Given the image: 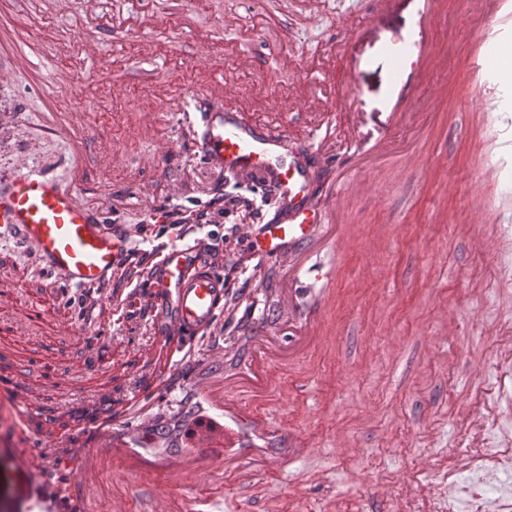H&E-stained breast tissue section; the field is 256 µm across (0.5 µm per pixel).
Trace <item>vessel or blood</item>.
Masks as SVG:
<instances>
[{
	"label": "vessel or blood",
	"instance_id": "obj_1",
	"mask_svg": "<svg viewBox=\"0 0 512 512\" xmlns=\"http://www.w3.org/2000/svg\"><path fill=\"white\" fill-rule=\"evenodd\" d=\"M476 41L478 48L466 64L482 101L489 146L474 183L476 198L485 206L494 201L487 186L512 178V136L495 126L498 111L512 108V86L503 83L489 61L494 47L512 45V0H498L494 20L477 30ZM55 51L37 35L22 39L0 29V79L13 78L5 62L23 68L29 54L49 58ZM300 108L308 122L297 138L275 115ZM188 114L195 117L190 148L200 163L220 178L260 179L273 193V217L243 229L252 255L265 262L290 258L326 232L337 246L345 245V237L332 232L329 220L349 183L330 175L356 154L357 144L353 128L336 123L329 100L299 103L269 97L258 102L219 74L209 93L170 94L150 121L171 124ZM83 197L77 186L24 164L11 179L0 180V228L19 232L47 270L76 288L99 286L118 275L132 235L121 214L93 207ZM472 240L480 251L501 243L500 284L512 288V225H496L494 236L476 233ZM148 286L158 335L186 341L212 328L226 295L223 274L198 248L176 239L163 247ZM492 387L512 396V352L498 360Z\"/></svg>",
	"mask_w": 512,
	"mask_h": 512
}]
</instances>
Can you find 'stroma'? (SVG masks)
I'll list each match as a JSON object with an SVG mask.
<instances>
[{
  "label": "stroma",
  "instance_id": "1",
  "mask_svg": "<svg viewBox=\"0 0 512 512\" xmlns=\"http://www.w3.org/2000/svg\"><path fill=\"white\" fill-rule=\"evenodd\" d=\"M10 11L19 30L36 23L63 44L38 78L0 83V179L23 160L71 179L70 141L50 132L41 99L58 95L66 128L93 135L81 160L91 200L124 210L147 265L173 233L144 223L125 187L189 212L201 210L214 178L191 152L189 126L146 127L142 118L158 94L180 87L187 66L202 92L211 57L252 96L301 88L352 113L361 150L344 175L362 189L336 218L354 229L341 258L324 237L291 264L257 263L230 234L247 224L243 212L191 228L186 243L204 244L224 273L227 308L162 372L154 361L164 341L153 313L134 302L129 275L53 298L34 249L0 234V389L14 388L0 392V512H160L167 501L194 512H502L512 501V459L499 454L512 448V407L486 385L512 344V290L499 285L496 257L471 243L482 221L471 200L479 105L462 22L489 23L492 0H390L379 10L370 0H16ZM93 11L130 23L91 31ZM178 14L184 31L175 36L166 21ZM76 98L93 108L72 111ZM161 138L175 147L163 168L154 163ZM172 183L182 188L175 199ZM379 224L392 229L387 242L371 235ZM327 286L328 336L315 343L295 329L294 311ZM30 305L39 322L26 319ZM445 315L457 330L441 338ZM480 401L493 408L496 453L475 471L468 413ZM189 409L216 429L160 451L155 424ZM344 436L355 445L348 458L336 452ZM34 443L57 463L33 471ZM80 453L83 467L69 470L66 459ZM423 454L436 475L457 470L453 498L421 494ZM376 485L388 489L385 501L371 499Z\"/></svg>",
  "mask_w": 512,
  "mask_h": 512
}]
</instances>
